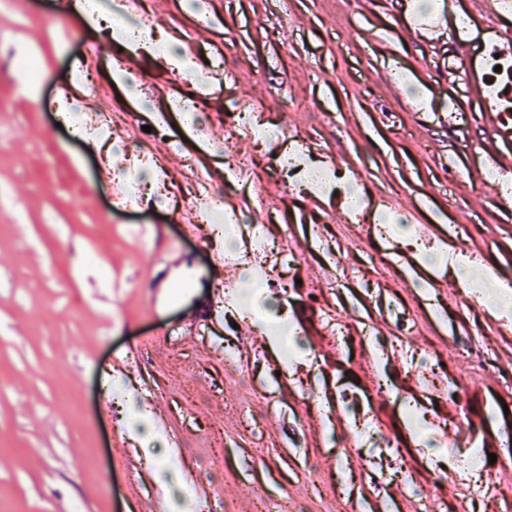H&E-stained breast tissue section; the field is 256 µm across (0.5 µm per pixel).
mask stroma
<instances>
[{
    "mask_svg": "<svg viewBox=\"0 0 512 512\" xmlns=\"http://www.w3.org/2000/svg\"><path fill=\"white\" fill-rule=\"evenodd\" d=\"M471 0H149L163 35L200 73L220 59L188 124L179 99L196 94L176 60L120 48L107 15L88 22L81 0H0V512H193L154 469L193 474V499L252 512L299 496L305 512H416L390 474L404 463L448 506L482 512L477 477L449 466L476 446L495 454L500 504L512 503V314L469 300L450 262L512 280V172L491 169L482 114L469 98L465 52L408 36L443 8ZM104 53L79 80L87 42ZM68 87L61 97L60 87ZM95 96L138 114L130 141L161 153L173 190L180 173L210 185L262 225L277 253L296 254L285 288L262 299L263 324L293 318L287 344L225 308L224 322L182 330L212 277L202 241L169 213L114 206L102 160L112 150L73 139L62 110ZM261 102L282 140L257 149L231 134V105ZM254 161L253 179L224 181V141ZM341 165L364 200L356 223L336 194L275 175L278 157ZM181 255L191 296L150 308L143 285ZM334 315L349 334L339 350ZM232 347L234 363L224 361ZM249 374L251 391L237 385ZM468 384L464 403L448 393ZM250 424H241V404ZM226 438L214 467L215 436ZM308 498L306 470L337 475Z\"/></svg>",
    "mask_w": 512,
    "mask_h": 512,
    "instance_id": "35a3bbf8",
    "label": "stroma"
}]
</instances>
